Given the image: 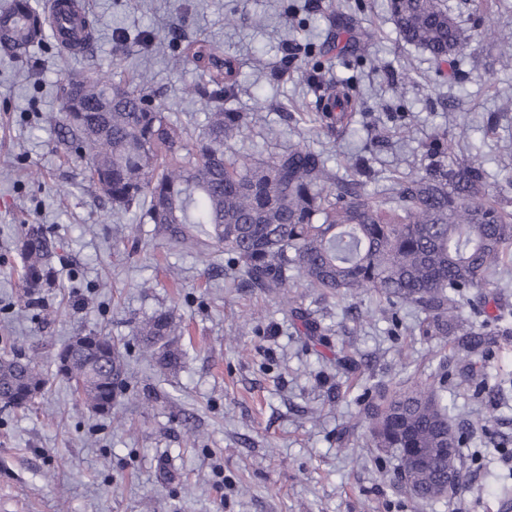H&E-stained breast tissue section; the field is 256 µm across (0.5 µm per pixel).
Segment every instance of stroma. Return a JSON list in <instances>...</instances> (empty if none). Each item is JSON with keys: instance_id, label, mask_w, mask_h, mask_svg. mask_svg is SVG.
Here are the masks:
<instances>
[{"instance_id": "1", "label": "stroma", "mask_w": 512, "mask_h": 512, "mask_svg": "<svg viewBox=\"0 0 512 512\" xmlns=\"http://www.w3.org/2000/svg\"><path fill=\"white\" fill-rule=\"evenodd\" d=\"M442 0L461 47L434 61L404 41L387 0H344L328 20V0H86L97 24L91 54L66 56L54 44L20 59L0 55V357L37 355L49 383L26 409L0 408V512H503L512 505V391L490 395L468 370L512 380V266L477 323L495 340L491 354L464 364L452 342L422 334V314L399 305L396 319L297 288L326 336L299 333L279 299L225 288L234 271L223 248L199 256L174 247L163 229L113 217L83 164L58 148L47 118L65 75L112 80L147 74L182 120L201 122L191 94L201 75L173 67L175 44L206 39L236 58L240 77L224 102L259 111L230 153L268 160L295 144L328 160L336 178L366 163L367 193L387 196L395 179L431 164L428 147L445 137L457 168L480 155L486 191L512 212V56L478 41L486 25L512 29V0ZM239 18L224 23L226 13ZM263 16L255 27L251 17ZM311 48L284 65L287 44ZM353 110L342 133L312 122L328 93ZM40 224L56 242L51 285L29 292L20 279L21 227ZM180 322L176 369L142 354L136 322L159 312ZM111 336L128 378L111 414L78 401L56 374L73 337ZM361 361L351 374L336 359ZM448 369L444 384L471 422L466 491L416 502L396 488L397 459L371 448L349 422L371 386L407 388Z\"/></svg>"}]
</instances>
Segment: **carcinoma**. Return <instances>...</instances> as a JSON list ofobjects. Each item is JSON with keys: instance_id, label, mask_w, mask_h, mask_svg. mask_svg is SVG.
I'll use <instances>...</instances> for the list:
<instances>
[{"instance_id": "1", "label": "carcinoma", "mask_w": 512, "mask_h": 512, "mask_svg": "<svg viewBox=\"0 0 512 512\" xmlns=\"http://www.w3.org/2000/svg\"><path fill=\"white\" fill-rule=\"evenodd\" d=\"M388 9L409 43L443 61L459 47L458 29L441 0H388ZM0 54L23 57L44 45L48 28L32 0H11L0 11ZM481 38L512 50V29L481 31ZM207 76L190 92L204 103V128L193 135L172 119L145 78L115 82L101 74L67 75L52 123L62 145L84 161L89 181L112 210L138 224H158L170 239L196 250L224 247L237 287L278 292L299 318L304 334L320 323L297 311L292 289L320 296L376 297L383 314L399 304L425 314L422 334L453 336L457 357L488 352L494 341L467 311L486 303L472 292L492 284L512 260V213L485 197L486 172L477 157L458 170L443 158L451 143L430 146L434 163L414 178L396 181L392 205L370 196L360 180L336 181L328 160L294 145L270 161L230 157L224 140L259 119L227 112L224 98L237 86L235 60L206 39L188 41L174 58ZM23 279L29 289L47 284L55 251L42 227L22 228ZM177 323L156 313L133 327L164 368L180 355L170 336ZM56 373L82 382L83 403L112 413L125 386L123 354L112 338L90 333L56 356ZM48 379L31 358H0V406L26 408ZM351 427L362 431L399 462L398 487L420 502L454 499L467 483L462 449L469 437L450 416L444 388L425 379L408 391L375 388ZM415 448H449L431 456L427 470L406 473ZM461 475L445 488L448 469Z\"/></svg>"}]
</instances>
